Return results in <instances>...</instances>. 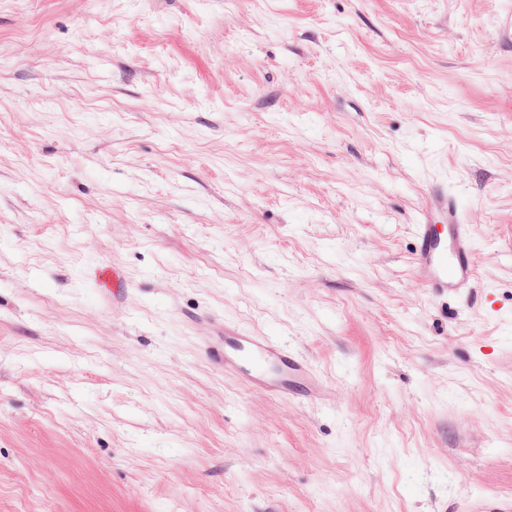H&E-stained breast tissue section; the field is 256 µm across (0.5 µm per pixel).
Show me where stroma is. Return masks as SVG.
<instances>
[{"label":"stroma","instance_id":"35a3bbf8","mask_svg":"<svg viewBox=\"0 0 512 512\" xmlns=\"http://www.w3.org/2000/svg\"><path fill=\"white\" fill-rule=\"evenodd\" d=\"M0 512H512V0H0ZM448 224V238L436 235L434 214ZM414 269L424 288L432 294H448L467 288L475 279L473 244L460 224L456 201L444 184L436 182L426 192L419 222L415 226ZM219 356L224 362V369L233 371L247 385L260 391L288 395L291 382L308 374V368L276 340L226 325L224 348ZM268 366H275L277 373L270 375Z\"/></svg>","mask_w":512,"mask_h":512}]
</instances>
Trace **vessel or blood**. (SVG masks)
<instances>
[{
	"label": "vessel or blood",
	"mask_w": 512,
	"mask_h": 512,
	"mask_svg": "<svg viewBox=\"0 0 512 512\" xmlns=\"http://www.w3.org/2000/svg\"><path fill=\"white\" fill-rule=\"evenodd\" d=\"M415 238V273L430 293H452L473 282V244L444 184L434 183L427 190ZM220 358L250 387L280 395L287 394L295 378L308 373L276 340L230 327L224 330Z\"/></svg>",
	"instance_id": "b4317fda"
}]
</instances>
